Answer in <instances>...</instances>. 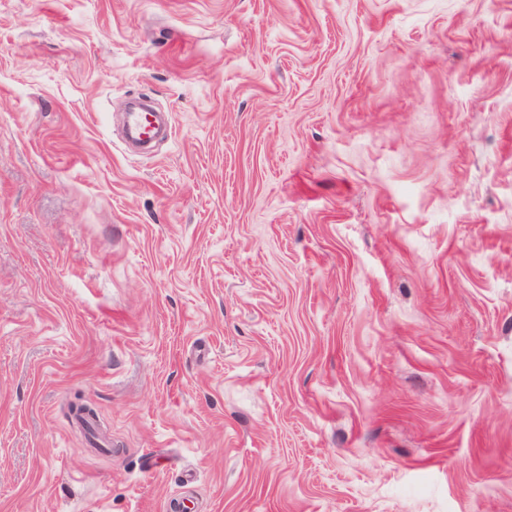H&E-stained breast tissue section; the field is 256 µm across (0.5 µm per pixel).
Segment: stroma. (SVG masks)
<instances>
[{
    "instance_id": "obj_1",
    "label": "stroma",
    "mask_w": 512,
    "mask_h": 512,
    "mask_svg": "<svg viewBox=\"0 0 512 512\" xmlns=\"http://www.w3.org/2000/svg\"><path fill=\"white\" fill-rule=\"evenodd\" d=\"M186 490L512 512V0H0V512Z\"/></svg>"
}]
</instances>
